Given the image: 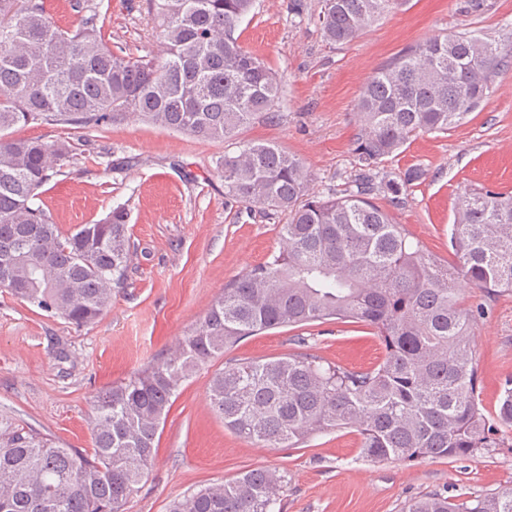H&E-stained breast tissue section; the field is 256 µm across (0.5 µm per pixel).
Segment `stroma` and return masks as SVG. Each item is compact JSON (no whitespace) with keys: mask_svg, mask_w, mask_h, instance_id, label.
<instances>
[{"mask_svg":"<svg viewBox=\"0 0 512 512\" xmlns=\"http://www.w3.org/2000/svg\"><path fill=\"white\" fill-rule=\"evenodd\" d=\"M256 0L239 27L242 48L282 80L275 120H253L222 142L200 140L130 118L89 135L41 195L62 231L128 204L133 256L124 288L93 325L49 316L0 289V422L34 429L67 448L94 447L91 400L174 352L225 284L280 247L284 215L265 216L224 200L216 161L240 145L269 142L303 160L310 192L342 193L359 173L356 104L372 73L406 46L439 33L503 40L512 34V0H393L390 10L346 44L328 43L322 0ZM104 39L135 56L154 55L160 40L146 0H100ZM381 167L391 178L423 175L401 199L376 204L438 261L450 260L457 195L468 187L512 192V65L456 127L413 137ZM467 308H484L475 330L477 392L494 419L512 380V290L462 291ZM304 352L348 368L379 363L384 346L371 327L329 321L280 327L247 337L202 366L180 388L156 438L154 465L125 512H168L189 491L276 469L287 474L280 512H400L431 492L474 496L512 486V431L465 460L425 457L375 461L355 430H332L293 448H260L229 430L212 411L207 388L224 366Z\"/></svg>","mask_w":512,"mask_h":512,"instance_id":"1","label":"stroma"}]
</instances>
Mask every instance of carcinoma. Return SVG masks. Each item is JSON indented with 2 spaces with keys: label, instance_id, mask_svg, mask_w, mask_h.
I'll return each instance as SVG.
<instances>
[{
  "label": "carcinoma",
  "instance_id": "obj_1",
  "mask_svg": "<svg viewBox=\"0 0 512 512\" xmlns=\"http://www.w3.org/2000/svg\"><path fill=\"white\" fill-rule=\"evenodd\" d=\"M255 0H147L160 55L130 56L104 42L96 0H70L58 26L45 0H0V288L53 317L92 325L123 287L131 262L129 210L64 233L37 203L68 141L15 138L20 123L101 131L128 115L188 136L224 141L276 111L282 81L235 32ZM392 0H325L330 44L352 41ZM512 60V41L437 34L379 67L357 103L355 188L309 198L303 162L272 143H247L217 161L224 200L283 214L282 246L231 281L167 358L92 400L90 455L31 428L0 429V512H125L148 476L172 398L202 364L241 340L331 319L364 323L385 346L375 367L348 370L310 354L243 361L208 386L224 427L260 447L294 448L340 428L378 461L464 459L512 431V380L490 423L477 398L473 330L459 285L512 289V193L468 189L442 264L377 206L422 171L396 181L379 164L421 132L446 133L485 98ZM285 476L252 469L173 502L170 512H275ZM401 512H512V487L459 499L430 493Z\"/></svg>",
  "mask_w": 512,
  "mask_h": 512
}]
</instances>
